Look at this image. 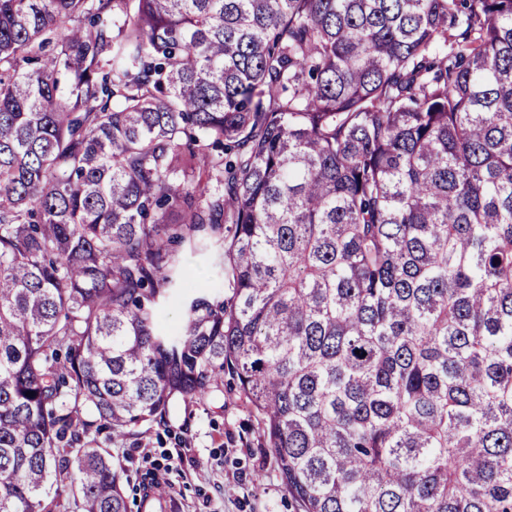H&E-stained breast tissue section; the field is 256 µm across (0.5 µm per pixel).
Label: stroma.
I'll list each match as a JSON object with an SVG mask.
<instances>
[{"mask_svg": "<svg viewBox=\"0 0 512 512\" xmlns=\"http://www.w3.org/2000/svg\"><path fill=\"white\" fill-rule=\"evenodd\" d=\"M125 473L128 512H296L258 414L232 376L167 422L113 441L94 434Z\"/></svg>", "mask_w": 512, "mask_h": 512, "instance_id": "35a3bbf8", "label": "stroma"}]
</instances>
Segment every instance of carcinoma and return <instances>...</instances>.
<instances>
[{
	"label": "carcinoma",
	"instance_id": "1",
	"mask_svg": "<svg viewBox=\"0 0 512 512\" xmlns=\"http://www.w3.org/2000/svg\"><path fill=\"white\" fill-rule=\"evenodd\" d=\"M226 371L298 512H512V0H0V512Z\"/></svg>",
	"mask_w": 512,
	"mask_h": 512
}]
</instances>
